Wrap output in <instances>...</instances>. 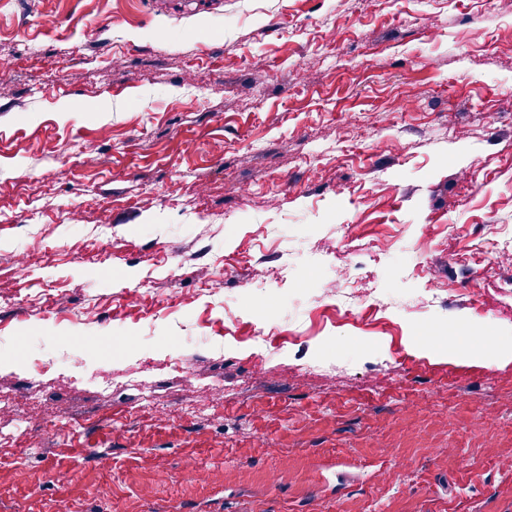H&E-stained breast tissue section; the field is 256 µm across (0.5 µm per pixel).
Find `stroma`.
<instances>
[{
    "mask_svg": "<svg viewBox=\"0 0 512 512\" xmlns=\"http://www.w3.org/2000/svg\"><path fill=\"white\" fill-rule=\"evenodd\" d=\"M511 29L512 0H0V512H512ZM258 258L285 281L243 289ZM340 260L391 307L321 304ZM176 354L193 378L151 369Z\"/></svg>",
    "mask_w": 512,
    "mask_h": 512,
    "instance_id": "stroma-1",
    "label": "stroma"
}]
</instances>
